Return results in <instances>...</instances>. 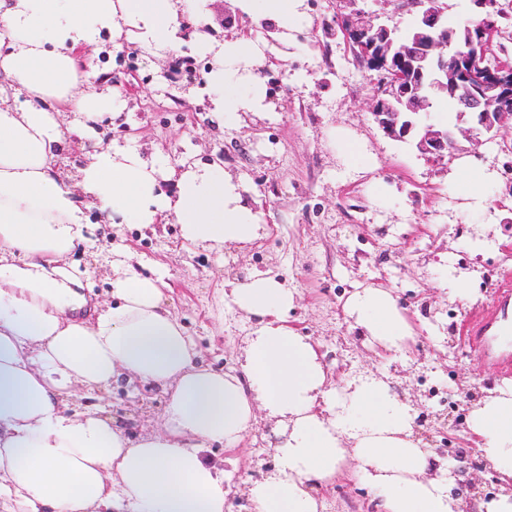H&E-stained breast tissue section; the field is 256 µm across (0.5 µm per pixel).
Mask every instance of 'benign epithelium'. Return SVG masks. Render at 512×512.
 <instances>
[{
	"mask_svg": "<svg viewBox=\"0 0 512 512\" xmlns=\"http://www.w3.org/2000/svg\"><path fill=\"white\" fill-rule=\"evenodd\" d=\"M359 0H336L333 22L353 51L356 63L378 76L370 99L373 121L390 139L410 141L420 155L440 162L468 139L512 128V58H501L493 46L505 35L500 0H470L473 26L463 33L445 24L441 0H389L390 14L369 13ZM413 17L412 36L400 35L398 18ZM431 67V89L451 94L458 117L470 126L427 122L428 98L421 93L423 68Z\"/></svg>",
	"mask_w": 512,
	"mask_h": 512,
	"instance_id": "obj_1",
	"label": "benign epithelium"
}]
</instances>
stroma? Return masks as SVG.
I'll list each match as a JSON object with an SVG mask.
<instances>
[{"label": "stroma", "instance_id": "35a3bbf8", "mask_svg": "<svg viewBox=\"0 0 512 512\" xmlns=\"http://www.w3.org/2000/svg\"><path fill=\"white\" fill-rule=\"evenodd\" d=\"M328 0H303L302 22L281 32L236 9L232 0H207L203 20L218 36L248 25L259 49L250 66L264 90L261 107L220 124L211 113L206 83L212 55L185 38L176 55L140 51L141 91L125 95L124 108L97 129L103 142L135 141L143 156L162 155L168 165L190 157L223 161L246 187L248 204L264 214L265 229L252 243L220 252L182 245L177 224H115L86 213L89 241L74 255L94 270L91 302L109 299L113 248L128 247L145 267L165 269L174 312L193 340L201 363L221 371L238 368V355L253 323L224 296L225 281L267 274L297 291L288 324L311 337L335 376H388L397 396L419 412L447 419L431 451L445 438L467 440L471 404L502 377L512 378V301L501 283L512 273V154L500 141L461 142L452 159L426 161L410 144L385 136L368 106L373 86L342 35L323 31ZM193 63L198 84L168 77L176 61ZM483 169L480 192L450 185L459 163ZM495 225L494 243L475 252V230ZM467 278L478 301L464 308L448 296L449 277ZM390 289L406 308L416 336L407 350L374 354L342 305L358 288ZM468 386L470 400L457 394ZM164 396L148 385L113 383L106 395L76 399L78 409L105 406L126 430L157 422ZM276 438L259 423L232 449L216 444L209 459L238 484L271 472Z\"/></svg>", "mask_w": 512, "mask_h": 512}]
</instances>
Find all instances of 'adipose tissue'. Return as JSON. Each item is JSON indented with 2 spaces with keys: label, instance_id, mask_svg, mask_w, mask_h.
Instances as JSON below:
<instances>
[{
  "label": "adipose tissue",
  "instance_id": "ef3b65f1",
  "mask_svg": "<svg viewBox=\"0 0 512 512\" xmlns=\"http://www.w3.org/2000/svg\"><path fill=\"white\" fill-rule=\"evenodd\" d=\"M188 0H0V512H228L224 476L202 458L232 448L264 420L279 430L278 465L247 489L251 512H320L321 489L344 475L369 487L381 512H460L453 478L414 431L412 407L368 377L337 382L309 337L287 326L297 293L271 276L232 283L228 297L256 325L239 372L201 366L166 299L163 270L112 263L111 298L79 312L92 286L74 251L89 240L84 210L128 224H179L183 243L241 246L261 214L222 166L164 168L132 145L97 143L96 125L123 94L83 69L103 31L115 44L177 51ZM302 0H235L284 30ZM217 60L208 80L226 123L262 101L247 85L249 39L196 36ZM92 151L65 182L58 165L69 114ZM175 189L159 186L160 174ZM372 348L401 351L415 337L387 289H357L345 303ZM151 384L167 397L159 422L127 434L100 408L76 410L77 392L113 380ZM468 428L503 486L478 512H512V384L474 404Z\"/></svg>",
  "mask_w": 512,
  "mask_h": 512
}]
</instances>
